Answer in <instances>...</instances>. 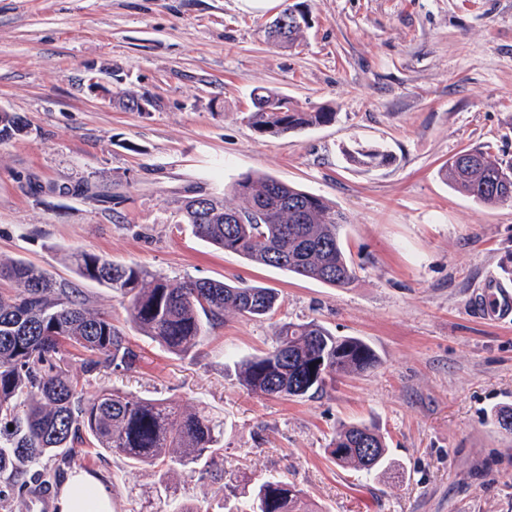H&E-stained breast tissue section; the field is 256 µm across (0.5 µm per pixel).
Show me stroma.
<instances>
[{"label": "stroma", "instance_id": "35a3bbf8", "mask_svg": "<svg viewBox=\"0 0 512 512\" xmlns=\"http://www.w3.org/2000/svg\"><path fill=\"white\" fill-rule=\"evenodd\" d=\"M288 2L0 0V108L31 129L0 142V260L34 263L119 321L127 300L77 275L68 253L281 299L268 318L226 316L185 357L127 329L134 368L85 384L210 414L223 464L168 472L91 448L70 469L96 475L113 512H230L272 474L324 512H512V434L491 416L512 405V321L473 304L489 274L512 281V202L477 204L438 174L474 145L512 160V0H300L309 24L291 47L266 38ZM93 77L152 111L90 94ZM261 86L336 119L260 135L246 114ZM361 147L395 161L349 164L345 150ZM259 173L346 214L351 284L250 264L181 223L185 198L235 204L233 183ZM81 180L93 196L57 194ZM311 319L367 340L378 365L312 397L248 394L234 360L271 349L280 323ZM356 422L380 428L394 474L329 460L336 428Z\"/></svg>", "mask_w": 512, "mask_h": 512}]
</instances>
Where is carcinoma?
I'll use <instances>...</instances> for the list:
<instances>
[{
    "label": "carcinoma",
    "instance_id": "obj_1",
    "mask_svg": "<svg viewBox=\"0 0 512 512\" xmlns=\"http://www.w3.org/2000/svg\"><path fill=\"white\" fill-rule=\"evenodd\" d=\"M286 8L273 20L268 37L291 43L302 28ZM261 135L290 132L332 122L335 113L305 111L287 96L259 87L247 115ZM23 118L0 119V141L21 135ZM360 166L386 163L379 150L348 153ZM439 172L459 193L485 206L512 201V163L488 145L466 148ZM239 207L208 195L187 198L182 221L202 241L269 266L344 288L356 276L342 242L344 214L324 197L270 175H246L232 185ZM76 273L128 299L127 320L141 335L169 353L184 356L200 344L205 326L224 324L235 314L263 319L280 307L279 293L260 285L212 279L173 282L135 265H118L87 252L68 256ZM0 500L15 490L22 468L54 457L70 465L78 448L91 445L133 464L159 463L195 471L210 467L224 450L221 424L186 413L159 399L104 388L87 397L84 383L113 367L129 369L138 360L124 329L112 317L92 312L67 285L22 260L0 264ZM64 345L85 353L80 373L56 364ZM374 349L360 338L337 336L320 322H283L275 345L237 362L241 385L250 394L312 397L336 378L373 368ZM328 454L338 467L367 476L391 468L387 443L376 424L339 426ZM235 512H321L284 477L263 480Z\"/></svg>",
    "mask_w": 512,
    "mask_h": 512
}]
</instances>
